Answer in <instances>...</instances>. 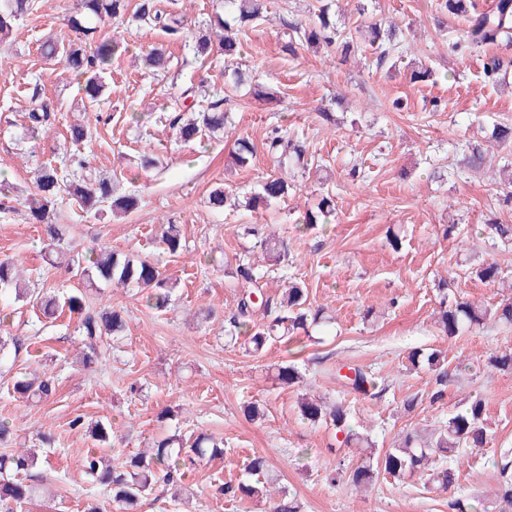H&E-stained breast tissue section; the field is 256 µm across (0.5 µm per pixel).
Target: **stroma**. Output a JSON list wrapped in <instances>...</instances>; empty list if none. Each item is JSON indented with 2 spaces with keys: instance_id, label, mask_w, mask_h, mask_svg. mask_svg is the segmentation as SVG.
<instances>
[{
  "instance_id": "obj_1",
  "label": "stroma",
  "mask_w": 512,
  "mask_h": 512,
  "mask_svg": "<svg viewBox=\"0 0 512 512\" xmlns=\"http://www.w3.org/2000/svg\"><path fill=\"white\" fill-rule=\"evenodd\" d=\"M37 2L38 11L16 21L0 43V175L9 183L0 189V258L18 259L33 288H80L73 273L51 265L41 228L30 223L25 206L33 168L60 164L68 152L117 175L121 191L140 198L138 209L122 217H97L59 200L55 221L66 225L69 240L83 251L103 244L139 253L158 262L177 286L163 311L148 307L135 288L83 290L90 306L120 308L128 324L125 335L101 343L89 370L75 362L80 337L74 315L65 312L50 323L13 295L0 297L11 312L9 332L20 341L18 351H6V363L13 373L45 372L56 380L52 397L29 403L14 396L10 376H0V421L12 428L10 447L38 452L26 478L40 492L20 512H84L97 497L81 466L95 442L73 428L77 418L85 426H111L116 463L175 432L223 439V457L203 460L187 473L193 498L176 500L161 489L141 512H265L261 499H227L219 492L244 479L247 462L257 455L280 474L281 488L296 496L301 512H476L480 504L498 512L497 451L512 448V371L491 374L486 364L491 354L512 349V327L489 324L450 338L434 316L445 297L485 306L502 299L500 287L470 274L466 259L490 249L485 222L512 221V208L503 205L491 171L469 172L461 159L468 139L512 123V67L498 83L482 74L486 54L512 60V45L452 51L466 20L439 0H336V23L345 31L367 22L398 23L401 55L384 57L365 45L346 62L324 49L293 56L286 50L288 26L311 23L320 0H267L262 17L238 35L249 83L235 89L224 83L222 56L198 60L160 30L131 20L112 23L102 35L120 38L125 49L112 59L91 141L75 147L67 130L81 117L82 92L60 66L45 64L39 50L49 37L74 39L67 22L74 0ZM360 3L365 13L357 12ZM153 47L166 50L167 70L141 69L139 54ZM414 59L430 68L429 80L410 82L407 65ZM201 82L231 113L229 136L202 144L176 141L166 117L181 91ZM258 89L263 98H255ZM35 90L59 121L33 141L22 136V111ZM396 100L401 109L393 108ZM132 112L145 113L144 122L130 123ZM276 127L303 142L310 173L295 177L288 196L269 208L211 209L206 198L214 186L243 198L276 174L264 148ZM242 135L256 146L246 168L233 166L231 156ZM145 157L157 158L158 167H142ZM325 195L334 200L335 223L304 229L303 212ZM166 222L181 227L186 248L180 256L163 252L159 234ZM451 223L458 229L449 236ZM270 233L287 243V263H260L259 242ZM391 233L401 239L400 249L390 246ZM493 252L505 282L512 283V246ZM243 258L259 261L267 298H279L289 279H297L332 323L310 328L293 343H272L260 357L246 353L243 343H228L224 328L241 294L236 267ZM201 308L212 309V317L198 319ZM369 308L374 316L367 320ZM416 347L445 353L446 378L410 369L407 356ZM462 360L470 365L464 373L455 369ZM285 361L299 367L302 384L272 381L275 365ZM343 364L374 373L375 389L351 392L336 375ZM133 384L139 393H130ZM305 392L345 402L351 425L369 434L379 454L404 430L437 427L471 394L485 401L492 440L460 451L448 490L427 487L426 474L419 473L382 479L357 493L326 482L328 471L355 463L358 451L334 429L302 419L297 401ZM413 396L417 405L405 410ZM250 402L263 408L262 419L245 415ZM165 409L169 419L158 422ZM41 433L50 443L38 442Z\"/></svg>"
}]
</instances>
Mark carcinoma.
<instances>
[{"label":"carcinoma","mask_w":512,"mask_h":512,"mask_svg":"<svg viewBox=\"0 0 512 512\" xmlns=\"http://www.w3.org/2000/svg\"><path fill=\"white\" fill-rule=\"evenodd\" d=\"M224 5L225 13L214 14L208 29L195 36L192 51L196 56H208L215 50L224 55V61L230 64L227 75L232 87L238 88L244 84L245 77L239 66L235 65L240 54L239 42L229 36V31L239 30L245 23L260 18L265 5L263 0H224ZM128 7L129 0H79L77 10L68 22L74 31L81 34L82 40L65 43L51 38L41 45V55L46 63L62 65L68 75L83 82L81 89L84 99L91 106L104 93L106 85L103 75L107 73L112 56L122 49V43L115 38L97 41V33L101 26L124 18ZM35 9L36 0H0V42L9 39L15 21L32 14ZM132 19L147 26L159 27L169 35H175L183 28L181 19L156 10L153 0H140ZM400 35L396 24L391 23L384 28L379 22L357 28L354 35L347 34L336 25L330 13V4L326 3L318 9L313 22L289 25L287 47L293 53L298 45L307 48L336 46L345 56L362 39L388 54L400 48ZM511 43L512 0H497L494 12H472L467 26L457 32L452 49L463 52L473 47ZM143 62L145 68L154 72L168 66V58L161 48L147 52ZM511 65L512 60L507 62L497 55H491L483 63L484 76L495 81ZM181 98L192 99L193 111L187 118L180 113L171 120L176 139L188 143L224 137V128L230 119L229 113L224 111V100L210 99L202 84L185 89ZM25 118L26 135L37 139L53 128L56 115L40 100L39 93L34 92L25 108ZM265 146L277 167L284 170L289 167L308 169L305 148L282 130L273 129ZM466 147L462 158L463 167L479 171L491 162L490 145L486 141H470ZM255 155L256 148L250 139L240 137L236 140L234 161L237 166L245 168L251 165ZM69 166L70 171L66 173L51 164L39 166L34 179L36 193L29 202V216L33 223L41 226L54 262L71 270L81 282L90 286L102 283L116 288H139L146 292V301L154 309H166L176 283L163 275L157 263L137 254L122 253L108 247L83 253L66 241V228L54 221L55 206L58 198L63 195L74 200L81 210L96 215L105 211L114 216L126 215L139 206L137 194L117 192L111 177L87 169L85 161L73 158ZM289 189L286 179L272 175L260 183L257 192L241 199L220 184L209 192L208 204L214 210L232 206L253 209L259 204L268 206L285 197ZM334 217V202L324 196L315 209L306 211L303 223L309 227L329 224ZM485 233L494 244L512 243V224L490 219L485 224ZM161 243L169 255H180L186 249L180 225H163ZM261 246L264 247L267 259L276 264L288 258L283 244L274 234L266 236ZM473 273L486 284H495L501 280V268L492 259L476 261ZM18 275L19 268L13 259H1L0 292L14 291L15 298L28 302L47 319L56 317L64 310L77 315L79 335L82 336L84 347L88 349L82 357L84 366L93 363L97 348L104 338L125 333L127 323L121 311L112 307L98 311L91 309L85 306L84 294L79 290L66 296L36 291L22 285ZM237 275L244 283V288L236 312L229 318L228 333L233 337H247L252 354L262 353L269 341L275 338L288 343L299 331L305 332L311 326L325 323L322 310L311 307L307 289L300 283H288L279 300L273 303L257 285L259 276L250 263H239ZM258 308L269 314V320L255 321L253 314ZM489 320L512 326V298L494 307L458 300L450 303L446 298L441 300L438 325L450 338L462 329L479 327ZM445 360L443 352L437 349L425 351L415 348L408 355L414 370L425 367L438 371L442 369ZM344 379L348 380L354 392L364 391L374 382L372 375L359 368L351 369V374L344 376ZM277 380L284 386L292 387L301 382L302 374L294 363L285 362L278 365ZM55 390L54 377L46 373L34 378L26 374L13 377L14 396L27 401L46 399ZM298 407L301 417L311 424L335 427L336 432L344 435L343 443L347 446L359 447L368 441V438L355 432L349 425L350 411L342 403L327 405L302 396L298 400ZM488 441L485 401L479 395L469 396L464 408L448 417L444 425L425 434L415 431L400 436L395 445L377 460L376 465L357 463L347 469L340 467L333 470L326 480L332 484L343 480L360 488L372 485L381 475L402 480L420 470H426L429 472V483L437 489L446 490L454 483L455 473L450 467H437L435 457H452L463 448H483ZM223 454L224 442H218L208 434L200 433L193 439L173 434L161 439L152 448L129 455L119 467L104 463V457L89 448L83 456V469L102 487L103 495L112 501L115 512H136V507L156 484L161 482L186 492L188 487L183 482L185 470L206 458ZM35 460V451L26 448L0 454V512H18L33 497L34 487L18 479L17 475L33 467ZM498 467L497 497L505 506L512 507L511 448L499 449ZM246 472L249 479L221 487L224 496L262 498L266 500L267 512H299L295 498L285 493L272 496V492L277 490L278 475L269 469L265 457H253L246 466Z\"/></svg>","instance_id":"obj_1"}]
</instances>
